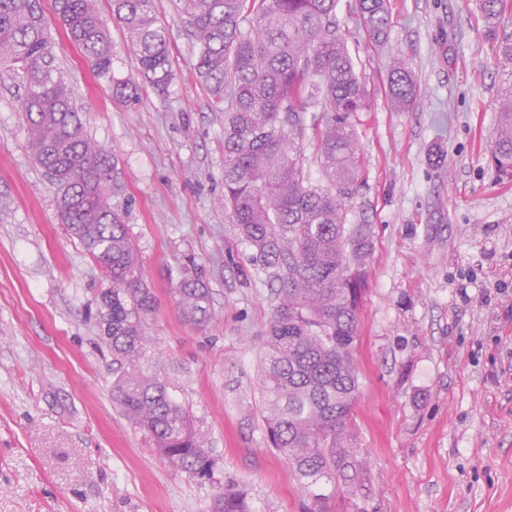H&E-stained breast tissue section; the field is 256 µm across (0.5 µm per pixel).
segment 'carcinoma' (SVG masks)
<instances>
[{
  "mask_svg": "<svg viewBox=\"0 0 512 512\" xmlns=\"http://www.w3.org/2000/svg\"><path fill=\"white\" fill-rule=\"evenodd\" d=\"M338 0H183L195 69L224 111V212L250 245L249 257L271 287L258 369L263 423L273 448L300 485L336 472V445L359 390L355 365L358 309L372 248L368 224L346 223L359 180V137L351 122L368 111L365 85L336 20ZM69 41L91 62L113 99L135 103L139 86L112 75L114 46L97 0H54ZM126 32L124 49L159 95L174 79L168 35L155 0H110ZM356 23L381 42L392 23L390 0H354ZM0 69L15 79L35 162L58 194L61 223L109 284L101 342L118 366H132L148 343L145 319L156 310L136 244L112 207L121 190L106 149L90 138L73 105L67 73L54 64L52 37L39 0H0ZM389 94L406 110L418 87L403 64L391 69ZM312 130L323 185H313L299 139ZM498 173L512 178V97L503 101L492 141ZM171 293L185 322L204 327L211 294L183 273ZM127 417L173 466L210 475L213 458L166 384L127 371L113 384ZM214 512H251L246 495L227 487Z\"/></svg>",
  "mask_w": 512,
  "mask_h": 512,
  "instance_id": "1",
  "label": "carcinoma"
}]
</instances>
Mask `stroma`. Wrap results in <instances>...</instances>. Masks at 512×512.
Listing matches in <instances>:
<instances>
[{
	"mask_svg": "<svg viewBox=\"0 0 512 512\" xmlns=\"http://www.w3.org/2000/svg\"><path fill=\"white\" fill-rule=\"evenodd\" d=\"M383 45L337 17L368 93L360 179L347 221L374 231L359 310V393L341 445L344 477L302 488L267 445L256 367L269 287L217 205L224 114L202 89L180 0H155L174 80L166 96L112 99L40 6L87 133L114 158L125 211L158 307L142 371L164 381L214 459L210 476L171 466L113 395L94 315L99 268L57 213L26 147L10 78L0 79V512H213L224 486L252 512H512V180L490 147L512 66V8L482 0H391ZM405 60L419 92L395 111L387 73ZM205 281L215 317L187 325L171 277Z\"/></svg>",
	"mask_w": 512,
	"mask_h": 512,
	"instance_id": "stroma-1",
	"label": "stroma"
}]
</instances>
